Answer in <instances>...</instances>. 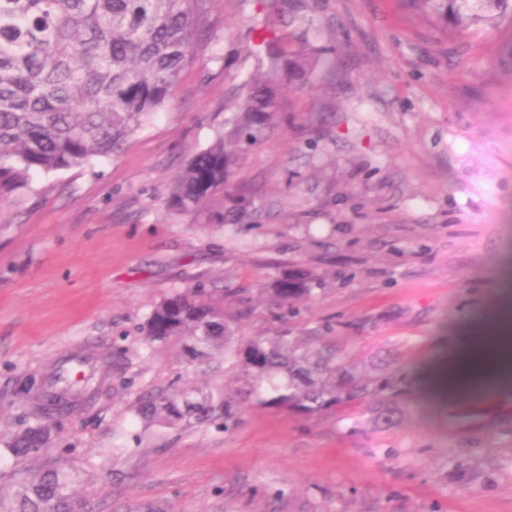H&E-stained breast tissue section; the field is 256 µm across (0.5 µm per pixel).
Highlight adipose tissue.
I'll use <instances>...</instances> for the list:
<instances>
[{"mask_svg": "<svg viewBox=\"0 0 512 512\" xmlns=\"http://www.w3.org/2000/svg\"><path fill=\"white\" fill-rule=\"evenodd\" d=\"M487 374L499 379L501 389L512 388V299L507 297L486 321L482 335L467 337L464 353L434 372L432 384L437 394L451 398L464 383Z\"/></svg>", "mask_w": 512, "mask_h": 512, "instance_id": "1", "label": "adipose tissue"}]
</instances>
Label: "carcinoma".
<instances>
[{
    "instance_id": "carcinoma-1",
    "label": "carcinoma",
    "mask_w": 512,
    "mask_h": 512,
    "mask_svg": "<svg viewBox=\"0 0 512 512\" xmlns=\"http://www.w3.org/2000/svg\"><path fill=\"white\" fill-rule=\"evenodd\" d=\"M208 0H0V206L26 188L35 173H50L118 155L128 138L167 104L190 60L207 18ZM440 29L462 37L512 19V0H401ZM265 73L244 81L246 97L218 134L177 173L169 205L192 213L227 184L243 146L272 121L276 88L285 65L304 67L308 53L294 49L267 25L255 28ZM318 282L290 268L270 284L280 308L312 295ZM146 340L183 341L182 353L196 366L219 356L231 361L233 399L214 400L195 387L170 395H146L141 420L175 427L228 422L232 403L273 405L289 414L314 415L371 400L375 423L395 424L396 399L405 380L381 373L352 374L339 350L315 347L289 336L243 338L224 322V307L199 282L155 304L143 327ZM99 385L40 394L32 406L36 423L0 444L16 463L49 449L51 419L100 395ZM15 494L0 496V512H72L73 481L60 470L37 477L19 471Z\"/></svg>"
}]
</instances>
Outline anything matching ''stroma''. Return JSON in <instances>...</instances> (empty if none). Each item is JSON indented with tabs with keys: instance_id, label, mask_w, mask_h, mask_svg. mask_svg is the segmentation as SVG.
<instances>
[{
	"instance_id": "stroma-1",
	"label": "stroma",
	"mask_w": 512,
	"mask_h": 512,
	"mask_svg": "<svg viewBox=\"0 0 512 512\" xmlns=\"http://www.w3.org/2000/svg\"><path fill=\"white\" fill-rule=\"evenodd\" d=\"M260 6L209 0L168 105L123 151L36 174L0 212V437L86 350L102 394L26 463L74 472L78 512H512V394L484 383L449 402L427 383L512 278V26L446 39L398 0ZM293 11L311 21L306 73L224 191L169 209L174 175L260 68L255 20L288 35ZM291 266L324 285L290 312L259 288ZM200 280L237 335L316 336L359 376L405 375L397 425L252 404L228 426H144V394L220 397L230 380L179 339L144 340L152 305Z\"/></svg>"
}]
</instances>
